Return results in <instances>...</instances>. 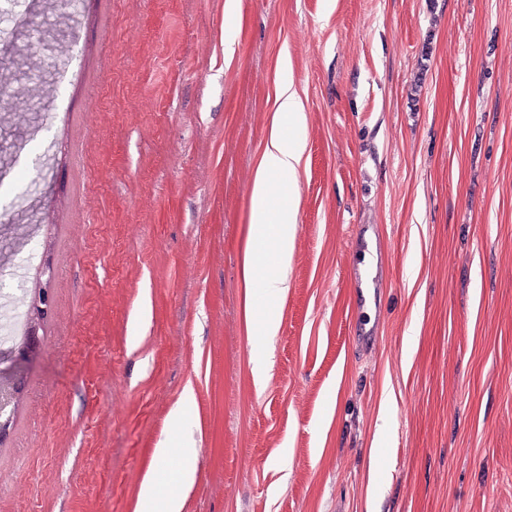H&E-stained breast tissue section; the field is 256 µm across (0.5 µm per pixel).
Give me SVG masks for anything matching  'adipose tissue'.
<instances>
[{
  "mask_svg": "<svg viewBox=\"0 0 512 512\" xmlns=\"http://www.w3.org/2000/svg\"><path fill=\"white\" fill-rule=\"evenodd\" d=\"M277 119L272 126L262 162L252 183V237L247 245L242 275L249 295L255 296L252 318L262 336L253 351V377L263 386L268 376L264 341L277 335L281 326L280 301L287 293L284 270L292 254L296 213L284 200V178L295 177L305 143L291 136L305 116L291 82H283L278 93ZM195 468L184 462L173 475L148 474L142 483L138 512H183L184 491L192 484Z\"/></svg>",
  "mask_w": 512,
  "mask_h": 512,
  "instance_id": "1",
  "label": "adipose tissue"
}]
</instances>
